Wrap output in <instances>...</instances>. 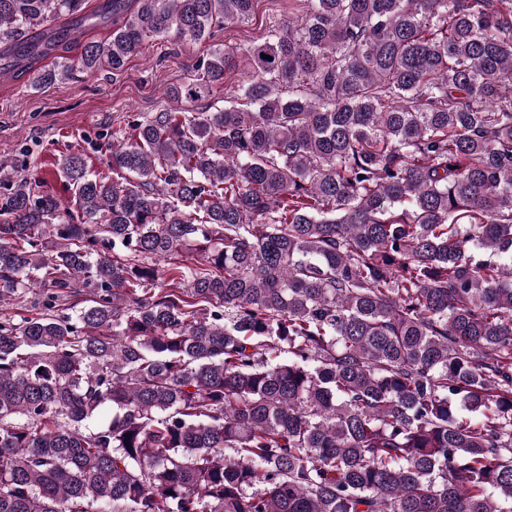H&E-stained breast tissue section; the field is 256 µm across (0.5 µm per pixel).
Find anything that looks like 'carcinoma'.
I'll list each match as a JSON object with an SVG mask.
<instances>
[{"instance_id": "1", "label": "carcinoma", "mask_w": 512, "mask_h": 512, "mask_svg": "<svg viewBox=\"0 0 512 512\" xmlns=\"http://www.w3.org/2000/svg\"><path fill=\"white\" fill-rule=\"evenodd\" d=\"M255 2L0 0V57L119 73ZM306 2L231 106L217 49L123 116L112 175L0 167V305L42 287L0 317V512H512V0Z\"/></svg>"}]
</instances>
